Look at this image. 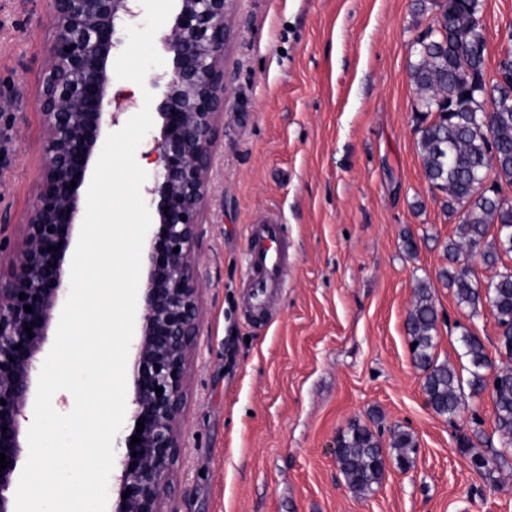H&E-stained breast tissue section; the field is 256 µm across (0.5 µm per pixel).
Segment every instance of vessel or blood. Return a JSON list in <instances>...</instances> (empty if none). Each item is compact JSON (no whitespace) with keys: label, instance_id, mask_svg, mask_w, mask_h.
Here are the masks:
<instances>
[{"label":"vessel or blood","instance_id":"vessel-or-blood-1","mask_svg":"<svg viewBox=\"0 0 512 512\" xmlns=\"http://www.w3.org/2000/svg\"><path fill=\"white\" fill-rule=\"evenodd\" d=\"M246 263L250 301L253 309L260 311L283 286L288 267V242L282 224L275 218L252 225Z\"/></svg>","mask_w":512,"mask_h":512}]
</instances>
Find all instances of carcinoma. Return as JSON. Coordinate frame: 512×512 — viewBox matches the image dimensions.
I'll return each instance as SVG.
<instances>
[{
  "instance_id": "obj_1",
  "label": "carcinoma",
  "mask_w": 512,
  "mask_h": 512,
  "mask_svg": "<svg viewBox=\"0 0 512 512\" xmlns=\"http://www.w3.org/2000/svg\"><path fill=\"white\" fill-rule=\"evenodd\" d=\"M437 12L414 43L415 60L409 76L418 95L422 119L417 127L424 176L430 188L446 195L445 207L453 214L466 205L457 238L445 245L448 259L459 264L440 277L456 288L459 303L478 309L487 306L503 328L505 344H512V270L493 279L486 292L476 288L461 257L481 251L488 265L497 264L500 251L512 252V204L499 196L498 183L512 184V53L498 64L497 77L486 80V39L478 17V0H436ZM470 97H464V93ZM489 101L491 109L483 108ZM492 186H485L489 177ZM497 239L485 241L490 225ZM438 313L431 288L421 283L407 318L412 354L425 373L423 389L433 410L453 417L466 409L464 387L484 390V370L491 367L482 341L462 336L470 378L463 380L454 367L435 360ZM493 401L498 432L512 446V368L496 372ZM391 448L398 466L411 462L416 443L412 435L394 434ZM336 463L348 487L367 495L385 474L384 450L368 427L354 424L339 438Z\"/></svg>"
}]
</instances>
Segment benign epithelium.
I'll return each mask as SVG.
<instances>
[{"instance_id":"obj_1","label":"benign epithelium","mask_w":512,"mask_h":512,"mask_svg":"<svg viewBox=\"0 0 512 512\" xmlns=\"http://www.w3.org/2000/svg\"><path fill=\"white\" fill-rule=\"evenodd\" d=\"M163 37L169 69L155 112L153 182L145 187L151 226L143 244L139 334L132 353L129 424L116 437L110 512H166L164 495L179 455V419L188 365L201 332V286L194 261L213 166L218 119L227 106L225 52L234 0H176ZM140 0H49L48 41L39 94L44 165L21 224L24 246L0 276V512H15L10 494L27 454L22 420L36 362L68 297L67 252L86 202L83 188L103 133L126 107L112 97L113 60ZM71 51L66 52L64 48ZM76 187H70V182ZM61 246L59 250L47 247ZM179 252H173L174 248ZM24 298H19V293ZM32 306V312L24 306ZM30 327L31 332L24 331ZM21 348H16V345ZM163 389L156 394L154 387ZM145 418L143 432L137 422ZM140 443L131 445L132 436ZM131 491L122 498L125 491Z\"/></svg>"}]
</instances>
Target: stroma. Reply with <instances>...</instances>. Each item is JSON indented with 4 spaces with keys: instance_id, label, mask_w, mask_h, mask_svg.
Returning <instances> with one entry per match:
<instances>
[{
    "instance_id": "obj_1",
    "label": "stroma",
    "mask_w": 512,
    "mask_h": 512,
    "mask_svg": "<svg viewBox=\"0 0 512 512\" xmlns=\"http://www.w3.org/2000/svg\"><path fill=\"white\" fill-rule=\"evenodd\" d=\"M48 0H0V265L41 174L38 92ZM433 0H237L226 51L229 101L214 146L201 243L203 323L180 422L168 512H512V448L491 389L454 418L427 404L406 320L420 281L438 311L434 357L469 366L460 336L491 367L512 366L487 307L439 280L458 217L430 190L417 146L413 43ZM486 76L512 51V0H480ZM280 217L288 274L254 317L245 282L251 224ZM417 249L407 252L406 237ZM360 423L413 435L409 469L387 462L360 496L336 440Z\"/></svg>"
}]
</instances>
